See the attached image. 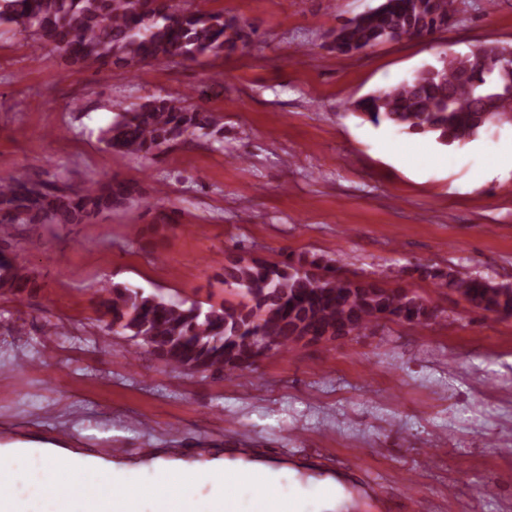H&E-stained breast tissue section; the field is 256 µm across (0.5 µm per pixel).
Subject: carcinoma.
Returning <instances> with one entry per match:
<instances>
[{
  "label": "carcinoma",
  "instance_id": "1",
  "mask_svg": "<svg viewBox=\"0 0 512 512\" xmlns=\"http://www.w3.org/2000/svg\"><path fill=\"white\" fill-rule=\"evenodd\" d=\"M456 0H382L375 14L351 20L336 33L333 49L360 53L379 43L424 36L448 27ZM9 23L51 46L74 65H157L179 57L195 61L234 51L247 33L219 14L186 7V0H0V24ZM512 49L489 44L443 59L413 78L383 88L357 103L371 121H390L415 133H432L444 144L464 143L480 129L512 122V92L500 71ZM214 117L174 99L155 97L123 112L103 132L113 151L160 153L186 135L208 129ZM132 188L123 181L88 183L76 190L16 173L0 179V212L9 223L83 224L124 203ZM430 277L462 296L474 309L512 316V287L468 273ZM242 291L237 303L167 300L126 286L97 290L95 311L106 336H128L138 347L180 371L227 376L253 366L258 347L286 352L307 336H355L381 320L425 325L436 311L402 288L355 281L319 257L269 262L260 258L224 270ZM26 268L0 256V291L22 292Z\"/></svg>",
  "mask_w": 512,
  "mask_h": 512
}]
</instances>
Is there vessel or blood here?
<instances>
[{"mask_svg":"<svg viewBox=\"0 0 512 512\" xmlns=\"http://www.w3.org/2000/svg\"><path fill=\"white\" fill-rule=\"evenodd\" d=\"M10 476V467L0 468V512H115L124 499L121 492L109 489L78 496L67 486L50 481L44 483L36 495L21 503L1 491L2 486L8 485ZM249 486L252 494L245 498L237 497L231 491L222 498L194 496L185 500L162 494L156 500L157 512H270L275 492L265 474L254 472Z\"/></svg>","mask_w":512,"mask_h":512,"instance_id":"vessel-or-blood-1","label":"vessel or blood"}]
</instances>
